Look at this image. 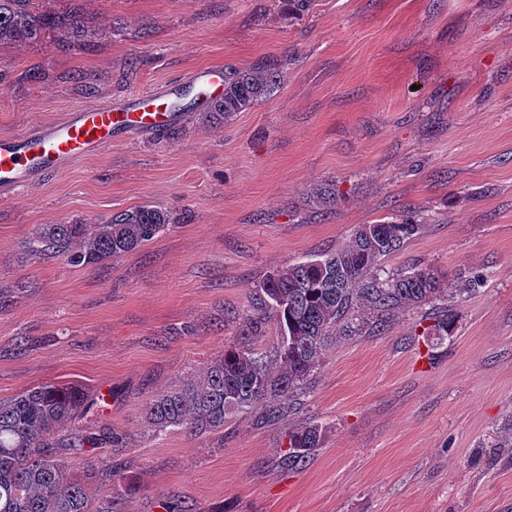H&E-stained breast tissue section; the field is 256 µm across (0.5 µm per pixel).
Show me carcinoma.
<instances>
[{"label":"carcinoma","mask_w":512,"mask_h":512,"mask_svg":"<svg viewBox=\"0 0 512 512\" xmlns=\"http://www.w3.org/2000/svg\"><path fill=\"white\" fill-rule=\"evenodd\" d=\"M112 27L97 20L82 0L64 10L55 0H0V46L37 47L52 40L66 47H89ZM281 72L269 65L224 71V97L210 103L205 117L222 122L271 96ZM172 209L145 205L86 224H41L24 242L26 256L58 255L74 266L90 267L130 253L178 223ZM419 230L413 216L362 224L343 249L315 255L271 273L255 292L240 340L224 346L197 381L155 396L146 408L148 424L188 434H222L235 414H258L256 421L283 418L284 400L307 389L333 335L356 336L383 330L397 309L440 297L430 269L412 267L382 279L377 260L400 251ZM271 348L257 346L270 322ZM94 406L78 384H49L0 400V512H113L112 499L130 483L112 481V468L92 459L99 448L119 447L116 433L73 428ZM281 465H305L325 441V429L305 422L286 432ZM107 491L106 506L94 504L85 481Z\"/></svg>","instance_id":"carcinoma-1"}]
</instances>
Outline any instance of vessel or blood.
<instances>
[{"mask_svg": "<svg viewBox=\"0 0 512 512\" xmlns=\"http://www.w3.org/2000/svg\"><path fill=\"white\" fill-rule=\"evenodd\" d=\"M223 73L219 64L196 70L187 90L197 107L223 95ZM181 92L175 87L142 91L123 103L78 107L52 125L0 137V189L39 183L78 159L103 152L130 132L169 129L181 115Z\"/></svg>", "mask_w": 512, "mask_h": 512, "instance_id": "1", "label": "vessel or blood"}]
</instances>
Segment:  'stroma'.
<instances>
[{"mask_svg": "<svg viewBox=\"0 0 512 512\" xmlns=\"http://www.w3.org/2000/svg\"><path fill=\"white\" fill-rule=\"evenodd\" d=\"M89 9L112 23L94 47L0 46V136L189 85L208 64H277L283 78L226 122L190 109L0 192V288L26 287L0 309V400L85 388L96 406L81 427L123 438L98 451L135 486L120 512H512V0ZM327 184L330 209L313 200ZM151 204L183 222L100 265L21 253L38 225ZM405 214L419 233L377 266L433 269L450 335H424L429 305L403 308L383 334L327 346L299 413L154 433L149 400L223 354L267 275ZM308 418L323 447L281 469L288 428Z\"/></svg>", "mask_w": 512, "mask_h": 512, "instance_id": "stroma-1", "label": "stroma"}]
</instances>
